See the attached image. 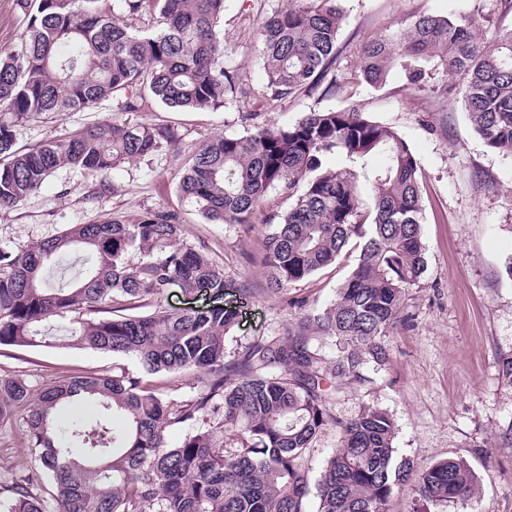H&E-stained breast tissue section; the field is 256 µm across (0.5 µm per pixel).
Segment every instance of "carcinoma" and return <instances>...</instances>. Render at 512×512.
Listing matches in <instances>:
<instances>
[{
	"label": "carcinoma",
	"instance_id": "1",
	"mask_svg": "<svg viewBox=\"0 0 512 512\" xmlns=\"http://www.w3.org/2000/svg\"><path fill=\"white\" fill-rule=\"evenodd\" d=\"M148 1L160 29L134 33L127 20ZM15 2L28 23L21 47L0 59V210L25 201L61 166L113 169L173 140L166 127L106 119L19 150L13 129L24 122L108 100L119 112L140 111L148 97L171 109H214L229 93L249 94L224 68V0H117L112 12L100 0ZM340 22L335 0H304L263 20L271 100L319 86L336 64ZM360 72L373 87L395 75L439 102L454 90L472 131L512 155V28L479 39L466 16L420 12L407 27L371 38ZM327 154L342 164L323 167ZM376 156L382 165L368 169ZM420 178L408 142L354 107L247 136L219 134L195 148L178 191L206 221L253 224L271 191L294 200L264 218L268 288L309 279L348 247L359 250L333 302L281 335L253 340L233 360L224 341L235 311L170 313L159 305L171 288L251 292L185 239L175 211L151 210L133 224H72L35 244L0 248V346L34 347L49 318L68 316L72 344L131 357L143 369L88 371L36 397L25 379L0 378V423L21 416L28 447L56 489V512H309L312 493L316 512H389L407 482L433 507L475 497L478 477L462 460L417 471L398 459L387 411L368 407L345 422L330 412L342 381L362 378L370 362H389L388 338L424 272ZM71 252L88 254V268L48 287L46 269ZM323 337L336 340L330 363L315 346ZM186 372L190 396L151 380ZM63 403L89 405L96 420L58 421ZM176 424L191 431L171 448L165 433ZM329 425L339 428V448L312 486L302 458ZM7 512L48 505L22 480Z\"/></svg>",
	"mask_w": 512,
	"mask_h": 512
}]
</instances>
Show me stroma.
<instances>
[{
    "label": "stroma",
    "mask_w": 512,
    "mask_h": 512,
    "mask_svg": "<svg viewBox=\"0 0 512 512\" xmlns=\"http://www.w3.org/2000/svg\"><path fill=\"white\" fill-rule=\"evenodd\" d=\"M297 2L225 0L224 66L250 85V97L218 109L172 110L154 103L133 113L117 112L106 101L64 116L45 114L15 127L20 149L112 117L167 126L174 143L111 170L60 167L21 205L0 212V246L38 242L71 224L111 217L131 224L150 210L179 212L186 239L253 291L240 304L239 323L225 338L227 354H234L255 337L283 332L301 314L330 302L357 254L341 256L286 292L269 291L257 254L264 224L207 223L178 193L191 153L219 134L246 136L258 124L280 126L308 112L357 107L397 131L418 159L425 271L408 294V323L390 338V362L367 368L363 379L337 393L330 404L337 423L308 449L303 466L311 478H318L339 446L338 422L376 406L394 420L398 456L417 469L455 458L475 471L477 496L450 503L444 512H512V446L496 442L512 426V385L504 382L500 369L501 360L512 356V278L504 271L512 255V155L490 150L471 132L457 97L440 105L406 90L398 79L374 88L360 74L368 39L405 27L414 14L469 16L481 37L496 28H512V0H338L344 21L334 70L318 89L272 101L265 95L259 28L268 14ZM248 112L254 121L245 120ZM44 331L45 345L0 347V377L23 378L37 392L84 371L141 370L132 358L71 345L65 319L52 318ZM21 479L38 495L51 489L15 420L0 427L1 502L10 499Z\"/></svg>",
    "instance_id": "35a3bbf8"
}]
</instances>
